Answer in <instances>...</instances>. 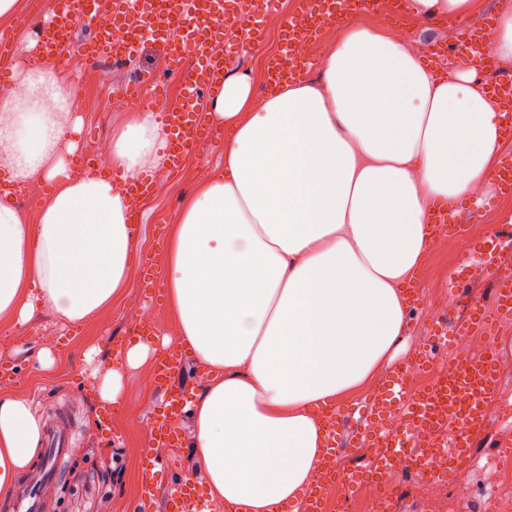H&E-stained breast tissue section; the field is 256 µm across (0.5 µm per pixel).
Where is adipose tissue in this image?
<instances>
[{"mask_svg":"<svg viewBox=\"0 0 512 512\" xmlns=\"http://www.w3.org/2000/svg\"><path fill=\"white\" fill-rule=\"evenodd\" d=\"M315 65L255 101L248 75L225 77L208 120L232 137L224 170L181 207L167 245L168 306L178 340L207 373L189 437L214 499L234 512H276L312 482L325 428L316 411L353 392L401 348L403 290L431 245L435 208L487 193L501 145L499 109L475 68L442 76L385 29L345 21ZM40 94L20 120L0 98V169L11 186L53 192L37 223L0 192V323L34 307L83 324L132 284L134 246L122 181L65 170L79 120L62 63L13 74ZM167 147L153 111L113 139L123 174L157 168ZM153 346L102 364L99 397L117 404L128 370ZM29 399L0 393V493L39 453Z\"/></svg>","mask_w":512,"mask_h":512,"instance_id":"ef3b65f1","label":"adipose tissue"}]
</instances>
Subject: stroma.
<instances>
[{"label":"stroma","instance_id":"stroma-1","mask_svg":"<svg viewBox=\"0 0 512 512\" xmlns=\"http://www.w3.org/2000/svg\"><path fill=\"white\" fill-rule=\"evenodd\" d=\"M505 11L503 0H475L472 10L462 18H419L405 14L399 20L408 42L419 49V54L436 72L468 68L470 61L458 50L462 31L480 28L486 17H500ZM283 47L280 34H267L261 47L245 49L233 59L229 70L249 75L256 94L266 91V70L269 62ZM70 75H84L76 86V97L107 96L134 81L147 70L166 71L167 59L157 49L145 47L134 55L130 63L113 65L103 63L101 76L88 72V63L79 56L67 57ZM123 112L81 113L80 151H87L97 133L108 130L118 135L132 119ZM205 161L196 156L187 157L174 170L169 188L152 193L143 199L141 221L134 225L137 268L152 270L156 276V294L147 298L141 285H134L91 321L82 325L67 324L54 311L35 306L27 324L7 329L0 328V363L10 365L14 376L11 382L1 384L4 390L27 395L36 413L49 418L61 407L68 408L71 420L81 436L78 451L67 458L54 490L48 492L51 512H131L141 497V469L145 448L150 436L142 422L160 409L161 398L157 388L144 389L138 384L139 370L129 371L124 380L119 407H106L97 398L99 380L93 368L85 361L89 347L100 350L101 361H108L114 350L138 342V335L128 330L129 313L139 307L152 306L157 320L156 337L166 336L174 321L166 304L165 240L169 230L164 215L169 206L182 205L201 182L220 173L224 168L223 142L210 141L204 148ZM458 212L475 211L476 221L486 231L502 238H512V196L502 197L489 191L482 201L472 199L457 204ZM432 246L419 267L411 291L416 306L411 309L404 328L400 358L436 348L439 356H447L445 348L437 347L436 340L443 326L425 319L424 312L432 305L447 301L449 278H459L468 296L485 304H492L494 280L480 269V256H465L461 241L445 235L431 239ZM49 350L55 359L51 369H42L38 361L40 350ZM165 471L158 479L156 495L148 512H165L164 503L171 477L189 478L199 482L202 476L189 447L159 451ZM193 512H231L230 507L210 496L201 486Z\"/></svg>","mask_w":512,"mask_h":512}]
</instances>
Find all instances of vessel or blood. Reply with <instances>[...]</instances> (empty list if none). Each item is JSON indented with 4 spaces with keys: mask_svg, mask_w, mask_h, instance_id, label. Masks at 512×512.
<instances>
[{
    "mask_svg": "<svg viewBox=\"0 0 512 512\" xmlns=\"http://www.w3.org/2000/svg\"><path fill=\"white\" fill-rule=\"evenodd\" d=\"M347 0H297L294 15L283 26L285 45L299 40L316 39L326 24L346 16ZM115 10L116 16L110 30L95 28L97 15ZM82 24L93 26L92 39L75 45L74 30ZM236 19L225 18L221 0H189L185 11L171 13H140L138 0H57L47 20H44L37 37L39 57L66 58L79 52L83 58L99 57L115 62L136 52L140 42L151 40L165 50L173 64L172 74L185 89L182 99L174 104L159 102L162 119L170 126L173 137L168 151L172 168H179L183 159L192 153L203 139L216 136L217 131L206 122L196 98L198 94H216L224 81L226 58L240 54V44L228 39L224 54L213 57L203 54V41L213 39L222 29L234 28ZM305 61L293 54L280 56L267 73L268 82L297 77L304 73ZM512 317V277L498 274L494 277V304L485 306L472 302L470 314L460 326L462 333L479 331L492 333L497 324ZM186 354L178 351L160 360L155 368V382L163 394V411L151 421L152 435L157 447L178 448L182 438L174 425L189 404L185 391L173 388L170 381L179 373ZM431 352L398 364L389 377L375 391V399L393 406L402 415L406 430L428 427L440 437L431 451L421 453L405 446L404 437L395 436L380 424V412L369 402H362L356 410L330 408L331 417H350L358 413L365 430L368 446L377 450L376 456L360 472L341 474L340 481L345 496H354L364 478L380 482L391 462L419 467L424 473L439 480L455 481L465 476L471 449L486 424L485 407L494 396L501 378L488 360L461 359L453 375H440L422 391L411 388L412 370L430 366ZM454 409L459 417L456 426H448L444 414ZM50 452L57 457L70 454L79 445L67 417L60 416L47 431ZM58 472H37L27 477L15 494L8 499L7 512H44L46 505L37 494V487L55 482ZM197 496L195 483L176 480L167 499L166 512H188Z\"/></svg>",
    "mask_w": 512,
    "mask_h": 512,
    "instance_id": "obj_1",
    "label": "vessel or blood"
}]
</instances>
